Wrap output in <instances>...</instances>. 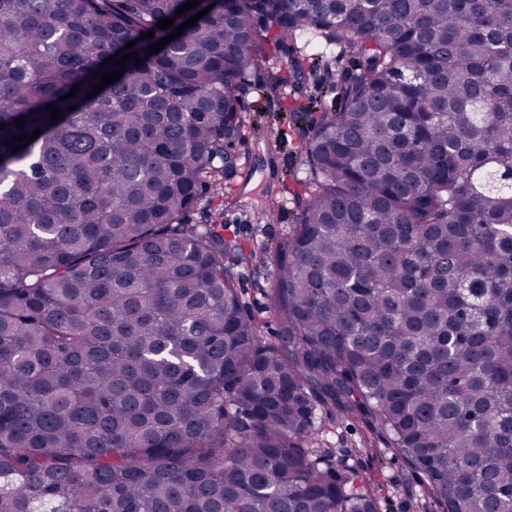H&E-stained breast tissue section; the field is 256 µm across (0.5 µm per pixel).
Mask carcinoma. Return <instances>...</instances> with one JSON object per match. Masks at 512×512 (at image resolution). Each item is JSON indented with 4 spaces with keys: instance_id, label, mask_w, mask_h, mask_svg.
<instances>
[{
    "instance_id": "cac0c4a2",
    "label": "carcinoma",
    "mask_w": 512,
    "mask_h": 512,
    "mask_svg": "<svg viewBox=\"0 0 512 512\" xmlns=\"http://www.w3.org/2000/svg\"><path fill=\"white\" fill-rule=\"evenodd\" d=\"M185 2L0 0V512H379L314 447L336 408L444 512H512V0ZM258 18L358 61L265 84L319 110L276 342L234 286L254 252L187 220L237 170Z\"/></svg>"
}]
</instances>
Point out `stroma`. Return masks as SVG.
Listing matches in <instances>:
<instances>
[{"label": "stroma", "instance_id": "obj_1", "mask_svg": "<svg viewBox=\"0 0 512 512\" xmlns=\"http://www.w3.org/2000/svg\"><path fill=\"white\" fill-rule=\"evenodd\" d=\"M260 67L246 74L248 91L241 105L247 130L238 145L239 170L220 193H206L200 207L215 210L225 237L244 249L267 247L275 250L297 222L294 199L302 193L306 169L302 142L305 116L285 111L288 92L267 98L263 95L268 73L279 70L283 55L273 46L264 49ZM276 200L281 217L269 222L258 215L267 199ZM277 279L273 263L256 261L236 269V285L245 309L260 324V334L274 339L280 326L270 308V293ZM320 448L332 451L336 468L358 472L379 500L380 512H443L442 506L424 493L418 473L395 450L387 435L362 418L340 413L327 420L316 439Z\"/></svg>", "mask_w": 512, "mask_h": 512}]
</instances>
